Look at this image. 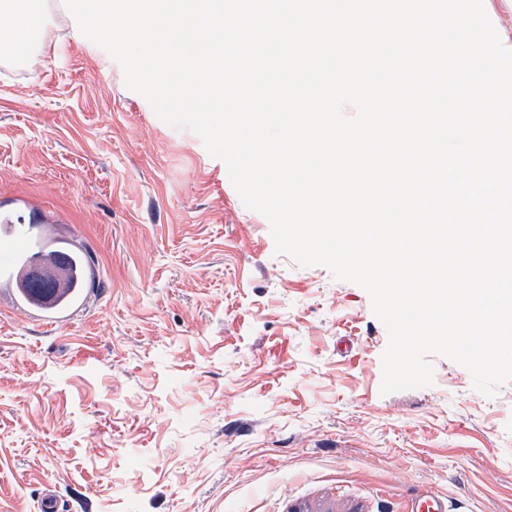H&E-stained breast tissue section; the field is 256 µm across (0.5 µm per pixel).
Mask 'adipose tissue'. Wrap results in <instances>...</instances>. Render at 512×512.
<instances>
[{"label": "adipose tissue", "mask_w": 512, "mask_h": 512, "mask_svg": "<svg viewBox=\"0 0 512 512\" xmlns=\"http://www.w3.org/2000/svg\"><path fill=\"white\" fill-rule=\"evenodd\" d=\"M0 11L11 19L10 38L0 40V53L29 58L33 46L49 39L51 26L46 22L38 0H0Z\"/></svg>", "instance_id": "adipose-tissue-1"}]
</instances>
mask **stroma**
Returning a JSON list of instances; mask_svg holds the SVG:
<instances>
[{"label":"stroma","instance_id":"stroma-1","mask_svg":"<svg viewBox=\"0 0 512 512\" xmlns=\"http://www.w3.org/2000/svg\"><path fill=\"white\" fill-rule=\"evenodd\" d=\"M43 8L56 46L0 58V204L97 279L65 327L0 305V512H512V381L433 355L382 394L368 293L276 254L201 137Z\"/></svg>","mask_w":512,"mask_h":512}]
</instances>
